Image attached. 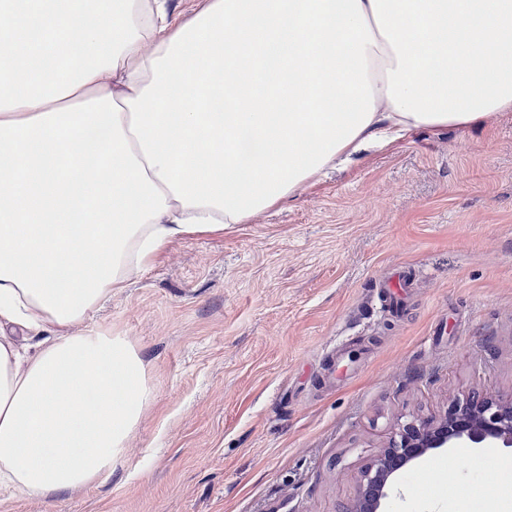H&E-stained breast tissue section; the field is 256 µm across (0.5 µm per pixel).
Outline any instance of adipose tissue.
<instances>
[{"label": "adipose tissue", "mask_w": 512, "mask_h": 512, "mask_svg": "<svg viewBox=\"0 0 512 512\" xmlns=\"http://www.w3.org/2000/svg\"><path fill=\"white\" fill-rule=\"evenodd\" d=\"M479 68H471V60ZM512 112V0H0V487L106 479L153 390L71 327L171 242Z\"/></svg>", "instance_id": "adipose-tissue-1"}]
</instances>
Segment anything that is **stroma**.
<instances>
[{"instance_id": "stroma-1", "label": "stroma", "mask_w": 512, "mask_h": 512, "mask_svg": "<svg viewBox=\"0 0 512 512\" xmlns=\"http://www.w3.org/2000/svg\"><path fill=\"white\" fill-rule=\"evenodd\" d=\"M410 271L389 311L380 286ZM91 326L153 388L92 488L0 512H338L406 422L512 395V112L419 131L224 234L174 242ZM429 451L387 512H503L512 451Z\"/></svg>"}]
</instances>
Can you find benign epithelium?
<instances>
[{"mask_svg": "<svg viewBox=\"0 0 512 512\" xmlns=\"http://www.w3.org/2000/svg\"><path fill=\"white\" fill-rule=\"evenodd\" d=\"M440 448L512 449V396L488 399L475 394L452 403L435 423L402 425L397 438L363 471L358 494L340 512H380L394 490L396 470Z\"/></svg>", "mask_w": 512, "mask_h": 512, "instance_id": "benign-epithelium-1", "label": "benign epithelium"}]
</instances>
